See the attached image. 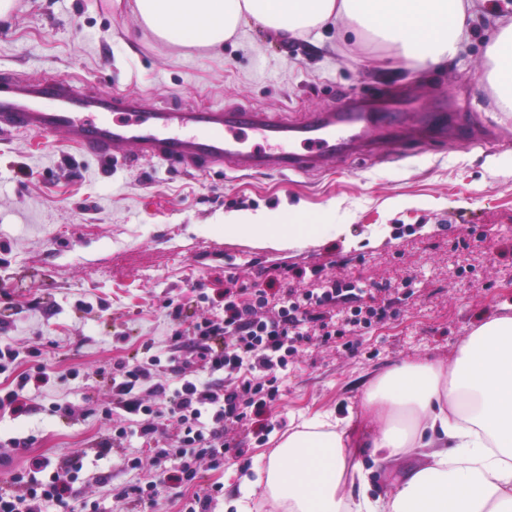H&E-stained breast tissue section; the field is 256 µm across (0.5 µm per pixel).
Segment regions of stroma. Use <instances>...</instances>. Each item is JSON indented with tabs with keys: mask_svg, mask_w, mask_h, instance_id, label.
<instances>
[{
	"mask_svg": "<svg viewBox=\"0 0 512 512\" xmlns=\"http://www.w3.org/2000/svg\"><path fill=\"white\" fill-rule=\"evenodd\" d=\"M131 2L19 0L0 23V74L73 76L101 91L143 94L150 105L288 119L338 108L349 94L383 112L454 103L472 126L498 131L466 145L426 139L396 164V144L384 139L372 154L339 158L319 174L246 176L156 161L104 166L58 137L0 135V337L41 348L51 372H80L56 386L73 418L53 415L34 390L26 416L0 414V482L30 457L90 450L106 429L100 410L112 402L106 370L147 340L163 343L167 301L189 297L197 283L223 288L228 271L250 284L286 268H320L367 289L408 281L415 293L363 335L317 340L300 353L270 421L280 436L305 415L352 416L355 455L373 493L384 494L403 467L373 462L362 448L363 388L403 362L451 363L474 328L512 312V112L500 110L483 79L496 19L512 14V0H466L468 41L425 65L335 31L282 42L253 22L219 52L176 47L140 25ZM256 210L346 231L288 248L225 235V214ZM28 435L29 448L11 447L10 438ZM231 438L242 455L203 478L224 485L215 512H226L240 476L271 448L266 436ZM126 480L102 460L86 469L79 493L102 512H179L167 495L148 509L113 501L110 486Z\"/></svg>",
	"mask_w": 512,
	"mask_h": 512,
	"instance_id": "35a3bbf8",
	"label": "stroma"
}]
</instances>
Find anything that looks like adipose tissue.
<instances>
[{
	"instance_id": "adipose-tissue-1",
	"label": "adipose tissue",
	"mask_w": 512,
	"mask_h": 512,
	"mask_svg": "<svg viewBox=\"0 0 512 512\" xmlns=\"http://www.w3.org/2000/svg\"><path fill=\"white\" fill-rule=\"evenodd\" d=\"M133 12L157 39L210 51L252 21L281 41L338 24L417 65L454 56L468 37L464 0H134ZM496 27L486 80L512 112V16ZM224 231L284 247L307 239L303 225L265 212L226 214ZM361 407L382 461L417 451L424 463L372 496L345 441L350 418L317 414L241 477L236 512H250L258 494L267 512H512V315L473 330L452 363L406 362L377 376Z\"/></svg>"
}]
</instances>
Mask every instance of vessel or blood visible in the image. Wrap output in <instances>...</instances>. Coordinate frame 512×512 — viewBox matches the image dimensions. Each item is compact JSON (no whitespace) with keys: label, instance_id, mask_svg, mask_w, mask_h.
Here are the masks:
<instances>
[{"label":"vessel or blood","instance_id":"1","mask_svg":"<svg viewBox=\"0 0 512 512\" xmlns=\"http://www.w3.org/2000/svg\"><path fill=\"white\" fill-rule=\"evenodd\" d=\"M435 120L446 140L471 141V128L449 121L446 113ZM401 125L420 134L426 118L371 112L355 95L339 111L300 121L213 106L149 108L138 97L104 94L66 76H0V135L59 134L104 163L129 167L154 160L199 173H320L334 167L339 155L366 153Z\"/></svg>","mask_w":512,"mask_h":512}]
</instances>
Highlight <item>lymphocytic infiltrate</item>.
<instances>
[{
    "label": "lymphocytic infiltrate",
    "instance_id": "f902f5d3",
    "mask_svg": "<svg viewBox=\"0 0 512 512\" xmlns=\"http://www.w3.org/2000/svg\"><path fill=\"white\" fill-rule=\"evenodd\" d=\"M311 278L309 288H286L272 278L250 285L235 274L224 279L223 291H205L168 306L172 325L165 351L145 343L140 356L113 363L109 384L121 410L123 425L111 424L95 444L97 458L121 449L119 466L135 481L113 487L122 502L153 501L160 490L196 484L199 464L224 465L228 431L241 429L263 436L270 427L269 411L281 397V385L295 356L313 339L330 342L346 334H361L374 322L394 315L389 296L364 303L359 283L322 275L320 270L296 271ZM209 314H198L199 306ZM31 364L17 372L21 357ZM14 385L0 394V411L19 417L29 412L26 388L40 389L51 374L40 350L19 352L11 342L0 343V374ZM175 427L177 443H166L167 427ZM86 459L60 462L29 459L25 470L9 475L0 488V512H50L74 499L75 483Z\"/></svg>",
    "mask_w": 512,
    "mask_h": 512
}]
</instances>
